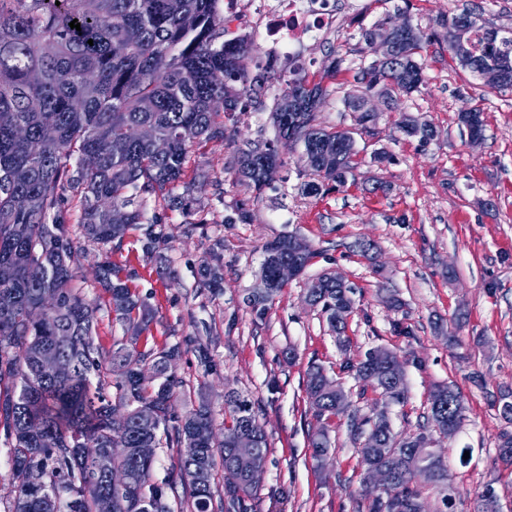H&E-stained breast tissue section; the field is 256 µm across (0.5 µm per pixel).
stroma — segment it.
Segmentation results:
<instances>
[{
    "instance_id": "35a3bbf8",
    "label": "stroma",
    "mask_w": 512,
    "mask_h": 512,
    "mask_svg": "<svg viewBox=\"0 0 512 512\" xmlns=\"http://www.w3.org/2000/svg\"><path fill=\"white\" fill-rule=\"evenodd\" d=\"M464 11L489 26L512 25V0H352L335 30L300 46L312 72H321L329 52L346 59V70L327 81L318 114L321 125L355 138L357 165L344 186L306 194L313 176L301 149L281 142L271 120L279 85L270 70L261 104L236 115L233 138L191 150L187 180L201 170L209 180L190 208L148 199L146 217L159 219L164 236L156 254L145 250L142 225L106 245L86 243L78 204L67 205L66 230L83 249L77 281L99 307L95 347L109 350L125 340L96 278L105 258L128 274L153 312L139 349L188 338L209 349L208 363L192 350L177 363L185 382L180 410L207 400L216 426H223L224 396L233 391L257 411L270 452L251 512H358L362 463L345 419L327 421L333 451L322 470L313 468L310 436L319 423L307 404L306 371L322 365L356 397L358 383L346 367L378 346L396 352L405 369L408 401L390 409L399 436L426 425L435 385L453 384L464 397L460 432L438 442L457 489L454 512H477L488 485L512 507V466L499 460L497 449L508 424L488 398L512 389V90H488L451 59L436 20ZM405 16L429 37L425 84L410 95L395 93L389 105L372 96L374 118L359 125L342 102L354 69L368 57L359 30ZM467 108L483 114L485 130L476 142L458 120ZM405 119L432 125L433 139L423 144L405 136L398 128ZM265 142L276 145L284 162L274 180L259 190L236 182L238 149ZM288 234L316 256L257 314L246 298L259 283L263 247ZM207 261L223 269L218 289L202 284ZM326 272L353 290L344 345L307 298L313 280ZM392 296L399 309L390 307ZM401 324L409 335L398 333ZM452 329L459 337L454 346ZM463 447L472 450L465 464L455 454Z\"/></svg>"
}]
</instances>
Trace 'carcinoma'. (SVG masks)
Listing matches in <instances>:
<instances>
[{"mask_svg": "<svg viewBox=\"0 0 512 512\" xmlns=\"http://www.w3.org/2000/svg\"><path fill=\"white\" fill-rule=\"evenodd\" d=\"M222 0H0V266L13 278L0 283V428L6 436L11 497L0 499L4 512H175L166 489L184 485L195 512H247L246 499L257 492L248 481L255 466L267 465L269 440L251 404L228 394L229 422L215 432L210 408L199 404L180 413L177 396L184 387L175 372L182 345L140 351L137 343L150 321L147 306L131 291L128 279L105 260L97 278L111 294L115 320L124 327L130 346L103 352L93 345L98 308L74 286L77 247L68 236L66 205L79 203L83 238L107 244L144 223L146 197H171L184 183L190 148L230 137L225 120L257 103L261 78L250 76L253 45L245 34L225 38ZM467 13L443 18L448 53L473 73L490 62L512 64V27L471 28ZM80 30L70 28L71 21ZM93 44H88V40ZM425 36L399 37L391 55L358 67L354 84L343 95L351 112L383 83L385 93H411L424 82ZM343 59L334 57L321 74L293 67L279 76L280 93L273 123L281 137L303 144L306 167L317 177L307 193L325 184L342 186L353 169L354 141L317 123L326 88ZM152 128L166 143L159 150L141 141L136 131ZM408 137L427 142L433 127L401 122ZM92 156V169L82 167ZM282 165L274 147L239 149L236 175L261 189ZM288 249V236L266 244L261 271L266 287L246 298L265 313L281 291L275 278L281 263L306 265ZM350 289L330 273L309 289L312 304L321 306L330 329L345 342L344 320L352 302ZM57 303L43 321L29 319L44 296ZM49 352L68 361L65 375H44L37 359ZM156 373L146 383L137 372ZM360 384L359 399L372 388L380 399L369 411L335 390L336 381L318 365L306 373L309 410L317 420L343 415L360 445L361 462L392 472L391 484L372 496L367 512H425L416 485L419 471L441 493L445 509L454 506L448 462L414 447L434 440L433 433L453 438L461 428L464 399L441 385L444 396L433 399L430 427L405 438L393 430L389 406L403 404L408 388L397 356L377 347L349 366ZM110 380L112 396L102 380ZM500 414L512 423V391L489 394ZM243 438L255 444V455L235 453ZM176 449L177 462L162 483L152 481L155 458H140L135 448ZM315 465L332 449L327 428L311 435ZM86 448H130L112 459L130 469L134 480L114 488ZM499 458L512 465V431L498 437ZM41 472L43 485H29L27 474ZM224 484L220 506H213L214 485ZM478 512H504L496 489L479 495Z\"/></svg>", "mask_w": 512, "mask_h": 512, "instance_id": "carcinoma-1", "label": "carcinoma"}]
</instances>
